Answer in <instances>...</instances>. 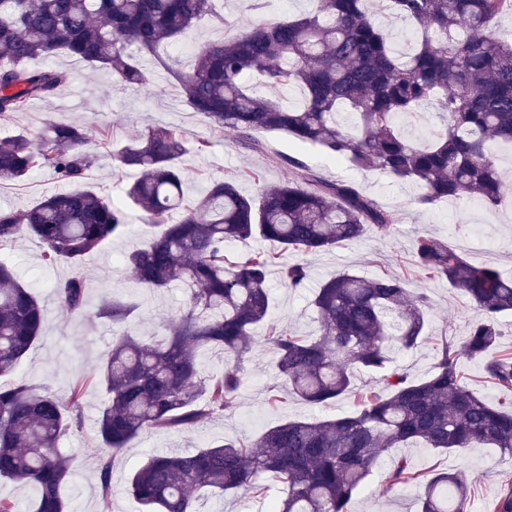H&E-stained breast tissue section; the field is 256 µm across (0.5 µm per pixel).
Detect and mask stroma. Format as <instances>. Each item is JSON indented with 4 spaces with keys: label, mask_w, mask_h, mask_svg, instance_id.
<instances>
[{
    "label": "stroma",
    "mask_w": 512,
    "mask_h": 512,
    "mask_svg": "<svg viewBox=\"0 0 512 512\" xmlns=\"http://www.w3.org/2000/svg\"><path fill=\"white\" fill-rule=\"evenodd\" d=\"M251 0H224L225 25L203 18L172 52L175 68L187 69L200 44L230 37L237 33V22ZM54 66L69 73L67 84L47 101H34L26 111L0 123V137L19 133L36 134L45 119L82 123L88 133L87 149L97 159L88 174L95 189L113 199H121L126 183L134 180L136 170L119 166L112 149L120 148L130 137L150 127L178 126L189 140L207 139V153H188L183 165L190 175L189 196L199 195L211 179L237 180L240 190L255 194L253 181L243 179L246 171L261 174L265 183L274 184L289 175L288 166L279 164L282 155H291L306 166L334 180L355 181L368 195L392 211L398 224L392 235L363 237L354 244L326 253L308 256L310 277L305 288L291 290L281 285L278 275H271L273 296L272 322L303 336L320 334L316 314L309 305L313 288L343 270L370 277L381 272L408 277L413 291L427 297V337L414 350H390L393 365L411 377H425L433 367L443 340L462 344L476 315L466 298L445 283L425 280L413 266L412 244L420 235H431L461 249L474 264H494L506 275L512 274V152L501 154L504 202L488 208L463 199L421 209L414 203L419 189L412 183H393L370 170L353 168L325 157L319 146L299 145L278 131L258 135L261 151L245 148L232 131L214 132L209 120L190 110L166 73L150 70L149 83L131 88L120 83L111 72L91 70L69 57L55 58ZM52 169L34 172L26 181L0 186V208L24 210L44 196L69 190ZM468 226L466 235H458V223ZM146 237L140 225H133L123 237L106 241L90 253L80 268L59 262L45 265L44 247L34 237L25 238L12 247L0 250V258L11 262L21 281L38 293L45 308L42 336L26 359L10 374L13 382H26L48 388L59 397H66L75 382H83L84 395L78 426L61 438L59 446L72 465L71 478L63 489L70 512H142L140 503L125 490L130 472L148 455L171 451L190 452L208 443L224 440H248L281 421L294 418H327L349 412L353 398H346L328 408L306 404L288 393L276 376L272 346L265 331H257L252 352L243 362L244 383L235 406L209 415L190 431L175 433L153 430L133 440L112 462V493L103 496L95 477L101 440L97 420L104 399V390L96 376L111 348L112 338L126 330L139 340H157L165 336V324L183 306L181 288L161 292L139 288L123 263L126 253L142 248ZM81 274L86 283V312L82 315L62 311L51 283ZM116 298L138 305L124 327L97 318L96 312L105 300ZM410 458L422 471L433 468L463 470L471 485L472 512H486L501 486L512 480V457L492 448H473L464 453L440 454L429 448H393L378 461L379 470L388 468L392 459ZM265 498L251 493L220 496L200 492V512H269L279 496L280 485L266 475ZM418 490L413 486L386 487L378 474L372 475L356 496L353 512H415Z\"/></svg>",
    "instance_id": "35a3bbf8"
}]
</instances>
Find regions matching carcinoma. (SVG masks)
<instances>
[{
	"label": "carcinoma",
	"mask_w": 512,
	"mask_h": 512,
	"mask_svg": "<svg viewBox=\"0 0 512 512\" xmlns=\"http://www.w3.org/2000/svg\"><path fill=\"white\" fill-rule=\"evenodd\" d=\"M215 0H0V118L49 100L67 80L57 67H33L58 56L112 71L123 84L143 87L141 63L151 57L177 85L186 104L214 129L235 131L258 151L261 131H281L297 143L318 144L334 161L369 168L395 182H413L424 209L470 197L487 207L503 202L496 146L512 145V37L498 29L512 16V0H383V9L410 23L415 39L394 48L372 0H311L302 15L247 18L230 39L202 44L190 69H175L158 54L181 40L205 15L224 24ZM427 106L442 127L429 143L413 141L399 119ZM355 116L350 123L339 118ZM189 152L180 127L149 128L115 156L138 170L114 203L86 186L94 155L84 127L47 119L35 136L0 138V182H22L48 167L74 188L22 210L0 208V250L33 236L44 261L73 268L105 241L125 234L130 209L148 227L145 248L125 265L136 284L183 289L182 312L167 322L162 340L144 343L115 336L101 366L106 389L99 418L102 454L97 473L103 495L112 492V459L139 434L185 431L234 407L243 383L241 362L257 329L268 326L270 269L288 288L309 279L304 261L280 262L281 253L313 255L368 234L387 237L398 218L353 182L328 180L300 161L282 158L292 177L243 194L233 180H211L189 199L182 164ZM260 238L278 253L250 251L231 261L225 248ZM415 264L426 279L446 280L480 315L462 348L445 341L422 379L391 364L389 349L412 350L425 340V297L406 279L342 271L315 289L311 305L320 336L270 328L278 376L297 398L329 406L353 393L358 408L333 419H288L249 443L223 441L193 452L153 455L134 469L126 491L147 512H199L194 493L265 492L260 478L283 485L273 512H351L352 500L390 448L464 452L497 448L512 456V357L497 352L498 318L512 312V278L475 265L447 242L421 235ZM59 307L81 313L83 277L54 285ZM133 302L106 301L97 316L121 324ZM44 309L37 293L0 259V377L11 373L39 341ZM209 348L224 357V376L207 377L197 361ZM481 363L503 392L490 403L465 383L460 353ZM376 377L362 391L354 370ZM83 388L66 398L27 383L0 382V479L34 490L28 512H68L62 490L71 463L59 448L80 422ZM389 487L419 488L418 512H470L462 470L421 472L402 457L382 472ZM488 512H512V482Z\"/></svg>",
	"instance_id": "cac0c4a2"
}]
</instances>
